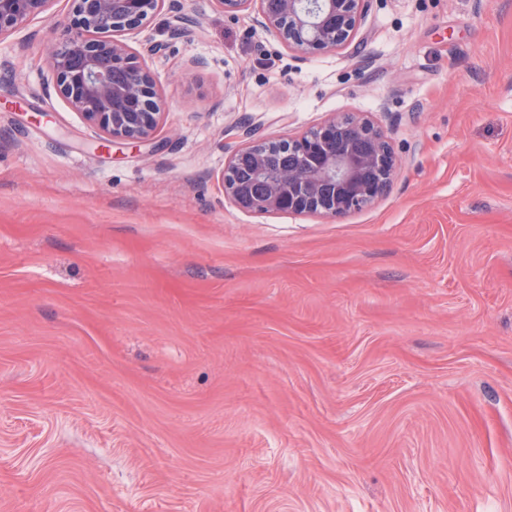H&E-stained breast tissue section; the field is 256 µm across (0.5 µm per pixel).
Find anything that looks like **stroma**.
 Returning <instances> with one entry per match:
<instances>
[{"label":"stroma","mask_w":512,"mask_h":512,"mask_svg":"<svg viewBox=\"0 0 512 512\" xmlns=\"http://www.w3.org/2000/svg\"><path fill=\"white\" fill-rule=\"evenodd\" d=\"M71 7L0 38V512H512V0H373L315 55L166 0L136 144L55 92ZM334 112L386 131L384 196H225L246 128Z\"/></svg>","instance_id":"stroma-1"}]
</instances>
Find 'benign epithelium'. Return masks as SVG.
Segmentation results:
<instances>
[{"mask_svg": "<svg viewBox=\"0 0 512 512\" xmlns=\"http://www.w3.org/2000/svg\"><path fill=\"white\" fill-rule=\"evenodd\" d=\"M52 0H0V38ZM74 35L61 49L47 50V65L57 93L108 140L143 142L158 128L154 73L140 64L124 35L136 30L165 0H72ZM227 11H251L256 22L286 47L313 55L348 45L369 0H283L288 22L268 13L264 0H215ZM107 23L113 35L94 31ZM274 144L300 149L298 162L269 171L263 151ZM253 158V185L227 177L239 161ZM224 193L238 207L254 213L319 214L343 217L382 196L395 174L387 136L365 113L332 115L317 128L290 140H267L246 132V139L224 163Z\"/></svg>", "mask_w": 512, "mask_h": 512, "instance_id": "obj_1", "label": "benign epithelium"}]
</instances>
